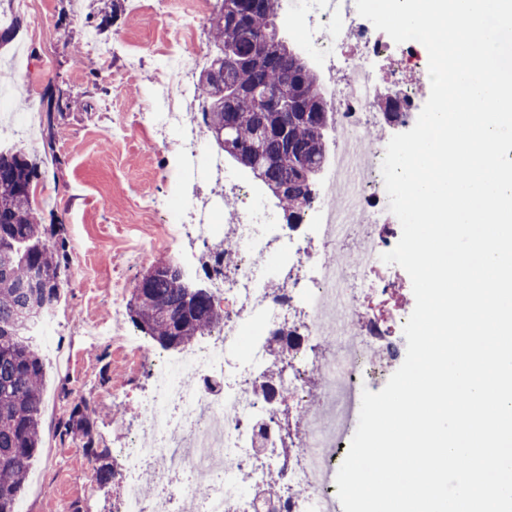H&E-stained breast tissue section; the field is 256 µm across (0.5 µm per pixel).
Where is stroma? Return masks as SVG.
<instances>
[{"mask_svg": "<svg viewBox=\"0 0 512 512\" xmlns=\"http://www.w3.org/2000/svg\"><path fill=\"white\" fill-rule=\"evenodd\" d=\"M50 42L32 39L28 18H21L15 42L0 46V88L22 75L39 80L34 98L13 100L11 109H39L52 124L50 139L25 144L42 161L39 184L55 188L54 197H37L36 210L49 242L79 244L87 275L72 273L76 285L64 289L56 306L58 343L73 359L72 370L47 362L43 383L42 445L16 502L26 512H113L117 484L100 483L99 465L112 463L121 437L135 423L136 402L150 380L142 369L125 364L116 345L82 336L76 318H101L112 308V289L134 283L158 261L174 259L203 281L215 278L214 246L185 240L136 259L148 241V225L136 221L143 195L169 191L177 154H157L145 143L148 116L142 106L141 77L110 82L95 58L84 52L87 28L110 41L135 36L149 42L154 22L112 0H50L46 18ZM123 117L127 133L112 136L114 118ZM120 391L123 404L112 401ZM93 410L92 439L72 432L67 416L74 405ZM93 451H86V444Z\"/></svg>", "mask_w": 512, "mask_h": 512, "instance_id": "1", "label": "stroma"}]
</instances>
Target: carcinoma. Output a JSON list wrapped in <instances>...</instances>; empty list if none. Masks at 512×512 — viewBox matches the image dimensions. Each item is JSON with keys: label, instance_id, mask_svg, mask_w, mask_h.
I'll use <instances>...</instances> for the list:
<instances>
[{"label": "carcinoma", "instance_id": "obj_1", "mask_svg": "<svg viewBox=\"0 0 512 512\" xmlns=\"http://www.w3.org/2000/svg\"><path fill=\"white\" fill-rule=\"evenodd\" d=\"M238 14L212 24L214 41H232L235 61L217 73L228 90L221 109H204L216 124L233 126L248 139L258 129H288L284 138L273 134L260 143L269 160V176L288 182L283 200L287 224L302 223L306 205L317 186L303 181L307 165H323L325 133L310 103L325 100L317 76L293 49L263 53L267 37L278 32L283 0H239ZM278 84L288 97L286 112H271L257 96L265 84ZM38 164L21 151L0 150V512H14L31 463L41 447V403L45 365L39 348L29 336L34 320L54 307L64 286L66 261L62 247L44 239L42 224L33 207ZM35 268L40 280L30 282L25 269ZM148 302L132 315L146 335H177L188 346L207 335L221 313L205 293L186 302L174 278L161 274L145 287Z\"/></svg>", "mask_w": 512, "mask_h": 512}]
</instances>
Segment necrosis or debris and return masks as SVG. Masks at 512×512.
<instances>
[{
	"mask_svg": "<svg viewBox=\"0 0 512 512\" xmlns=\"http://www.w3.org/2000/svg\"><path fill=\"white\" fill-rule=\"evenodd\" d=\"M204 0H133V12L160 19L165 39L148 78L144 106L152 150L181 158L173 197L147 196L144 219L168 212L150 248L170 246L194 228L221 242L224 275L211 287L224 319L181 353H148L118 313L78 321L79 331L120 343L151 385L137 402L138 423L123 436L112 467L116 512H341L336 475L356 431L363 389L389 377L402 354L397 331L411 311L396 289L401 268L384 263L396 245L381 171L392 137L376 107L388 82L402 112L413 114L423 71L413 42L395 43L361 17L356 0H287L306 48L318 59L337 130L321 187L299 224L282 223L252 186L233 177L200 122L193 84L206 66L195 44ZM90 55L119 77L139 75L144 45L106 43L88 34ZM307 286L291 293L295 269ZM287 327L296 342L279 380L282 405L298 429L287 457L259 451L253 428L270 407L257 393L270 363V334Z\"/></svg>",
	"mask_w": 512,
	"mask_h": 512,
	"instance_id": "necrosis-or-debris-1",
	"label": "necrosis or debris"
}]
</instances>
